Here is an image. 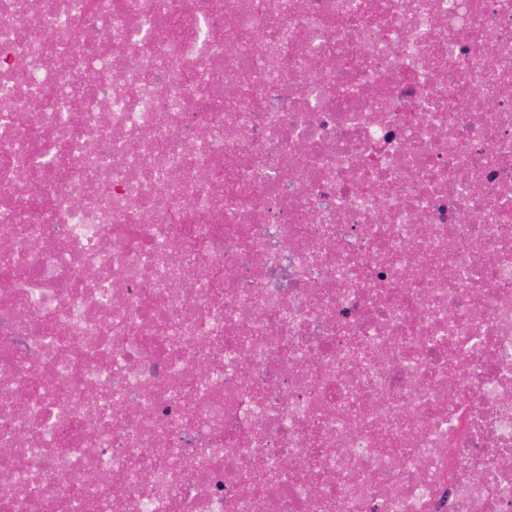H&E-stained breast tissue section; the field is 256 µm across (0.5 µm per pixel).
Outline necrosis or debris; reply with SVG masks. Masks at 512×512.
<instances>
[{"label": "necrosis or debris", "instance_id": "4bbe7bcc", "mask_svg": "<svg viewBox=\"0 0 512 512\" xmlns=\"http://www.w3.org/2000/svg\"><path fill=\"white\" fill-rule=\"evenodd\" d=\"M1 242L0 512H512V0H0Z\"/></svg>", "mask_w": 512, "mask_h": 512}]
</instances>
